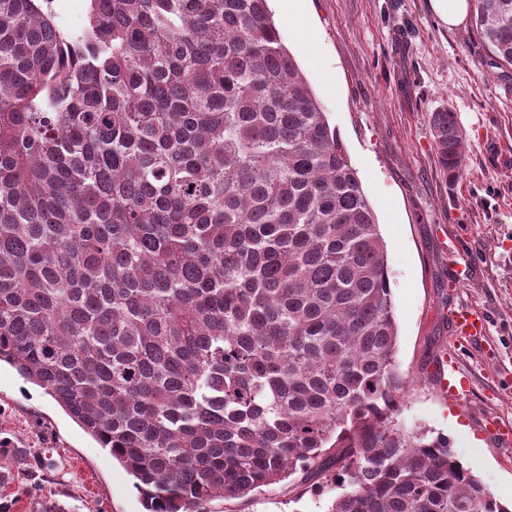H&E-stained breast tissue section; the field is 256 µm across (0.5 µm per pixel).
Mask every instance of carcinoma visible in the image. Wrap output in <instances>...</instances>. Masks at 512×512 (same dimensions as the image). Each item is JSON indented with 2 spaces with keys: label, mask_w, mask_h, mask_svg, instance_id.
Wrapping results in <instances>:
<instances>
[{
  "label": "carcinoma",
  "mask_w": 512,
  "mask_h": 512,
  "mask_svg": "<svg viewBox=\"0 0 512 512\" xmlns=\"http://www.w3.org/2000/svg\"><path fill=\"white\" fill-rule=\"evenodd\" d=\"M512 66V0H474ZM448 183L455 113L431 115ZM386 245L268 0H0V363L147 512L287 482L326 512H512L399 424ZM86 3L85 0H53L52 7L48 6L61 28L77 32L85 22Z\"/></svg>",
  "instance_id": "obj_1"
}]
</instances>
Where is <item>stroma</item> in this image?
Instances as JSON below:
<instances>
[{
    "instance_id": "stroma-1",
    "label": "stroma",
    "mask_w": 512,
    "mask_h": 512,
    "mask_svg": "<svg viewBox=\"0 0 512 512\" xmlns=\"http://www.w3.org/2000/svg\"><path fill=\"white\" fill-rule=\"evenodd\" d=\"M270 0L282 42L345 143L388 255L406 382L399 420L448 436L491 492L512 483V445L485 430L512 425V67L491 66L473 23L439 24L428 0H304L317 35L308 56L295 23ZM448 108L467 135L463 178L437 165L432 112ZM466 266L465 281L457 269ZM480 309V336L451 349V314ZM454 350L466 402L438 387ZM0 512H145L133 479L48 395L0 366ZM323 496L281 484L214 501L204 512H324Z\"/></svg>"
}]
</instances>
